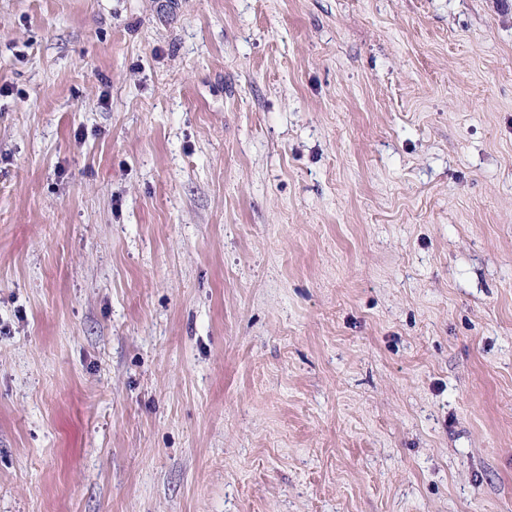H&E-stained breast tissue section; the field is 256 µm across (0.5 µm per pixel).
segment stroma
Returning <instances> with one entry per match:
<instances>
[{
  "instance_id": "obj_1",
  "label": "stroma",
  "mask_w": 512,
  "mask_h": 512,
  "mask_svg": "<svg viewBox=\"0 0 512 512\" xmlns=\"http://www.w3.org/2000/svg\"><path fill=\"white\" fill-rule=\"evenodd\" d=\"M0 512H512V0H0Z\"/></svg>"
}]
</instances>
